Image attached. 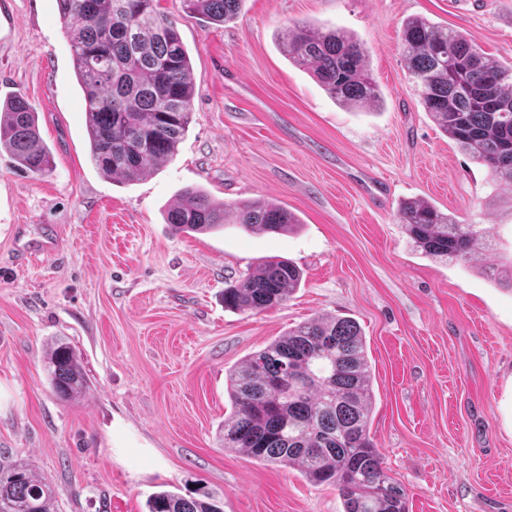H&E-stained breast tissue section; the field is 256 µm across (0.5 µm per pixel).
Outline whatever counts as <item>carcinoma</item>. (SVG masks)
<instances>
[{"label": "carcinoma", "mask_w": 512, "mask_h": 512, "mask_svg": "<svg viewBox=\"0 0 512 512\" xmlns=\"http://www.w3.org/2000/svg\"><path fill=\"white\" fill-rule=\"evenodd\" d=\"M187 12L222 23L242 0H182ZM85 101L89 159L116 182L152 175L172 158L188 130L196 78L174 22L159 0H57ZM400 49L419 102L473 162L512 190V64L488 58L466 35L424 18L402 27ZM283 50L308 70L336 103L374 105L378 86L367 51L353 34L307 23L287 28ZM0 147L20 168L52 170L37 113L16 95L0 106ZM252 233L281 234L299 223L288 209L262 201L226 205L205 190L182 191L167 214L178 232H211L228 217ZM401 224L423 253L464 262L478 234L424 200L401 204ZM303 272L277 259L224 289V304L260 312L280 304ZM52 388L75 399L88 387L80 357L66 342L44 356ZM232 411L222 447L297 470L308 482L336 488L344 512H406L404 489L385 469L370 435L373 390L360 326L348 318H314L250 354L229 373ZM55 487L30 464L0 451V512H51ZM147 512H223L212 495L187 498L162 490Z\"/></svg>", "instance_id": "obj_1"}]
</instances>
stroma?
<instances>
[{"instance_id":"35a3bbf8","label":"stroma","mask_w":512,"mask_h":512,"mask_svg":"<svg viewBox=\"0 0 512 512\" xmlns=\"http://www.w3.org/2000/svg\"><path fill=\"white\" fill-rule=\"evenodd\" d=\"M196 77L192 120L151 176L118 183L88 160L83 92L57 0H0V102L23 95L54 168L0 149V450L58 496L52 512H146L148 498L206 491L224 512H343L336 489L224 451L227 376L289 329L349 317L367 344L371 435L406 512H512V193L423 110L399 49L402 23L460 31L512 61V0H243L212 24L160 0ZM356 35L381 100L344 107L288 61L285 29ZM188 187L293 212L283 234L228 224L178 233ZM424 199L483 244L448 265L398 218ZM278 257L303 272L283 303L225 307L224 290ZM78 354L89 387L50 386L47 349Z\"/></svg>"}]
</instances>
